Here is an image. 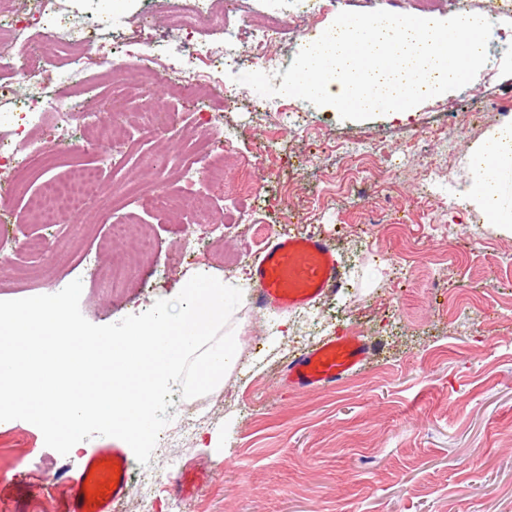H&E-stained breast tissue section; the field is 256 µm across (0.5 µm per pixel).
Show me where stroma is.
<instances>
[{"mask_svg":"<svg viewBox=\"0 0 512 512\" xmlns=\"http://www.w3.org/2000/svg\"><path fill=\"white\" fill-rule=\"evenodd\" d=\"M167 0H98L103 23L82 71L45 89L108 113L145 106L174 114L172 124H133L117 134L123 152L93 128L54 135L58 117L43 106L38 129L11 136L20 152L44 144L37 171H10L0 198V300L54 294L81 280L80 310L96 325L118 322L174 298L196 274L242 289L230 327L240 357L223 387L202 396L191 434L170 422L149 465L159 483L142 482L124 441L96 436L67 456L33 440L29 422L0 431V512H70L72 489L94 468L111 467L113 449L128 464L123 512H512V233L484 221L476 205L448 210V195L467 186L473 150L512 124V57L486 64L469 94L452 91L419 104L407 120L380 115L345 121L304 103L297 131L258 124L256 92L242 87L233 111L211 117V100H187L169 83L145 86L141 58L130 79L112 82L104 53L155 13L144 38L151 57L177 54L193 34L171 33ZM482 113L471 125L449 111ZM368 140L381 158L358 171L336 151ZM447 141L453 159L438 157ZM202 164L224 155V173L185 193L176 169L158 173L149 158ZM436 157L437 185L423 196L418 156ZM94 167L103 195L91 213L36 224L28 200L45 181L65 182ZM395 169L393 178L380 175ZM181 199L159 208L158 194ZM252 223L232 218L241 204ZM129 222L125 237L113 222ZM302 233L335 251L339 285L292 311L256 312L252 269L268 239ZM150 250H142V238ZM408 262L410 272L399 269ZM355 334L371 346L365 365L331 389H289L282 371L295 355L328 337ZM205 470L191 494L171 485L186 469Z\"/></svg>","mask_w":512,"mask_h":512,"instance_id":"obj_1","label":"stroma"}]
</instances>
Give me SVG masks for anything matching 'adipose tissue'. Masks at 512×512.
I'll return each instance as SVG.
<instances>
[{"mask_svg": "<svg viewBox=\"0 0 512 512\" xmlns=\"http://www.w3.org/2000/svg\"><path fill=\"white\" fill-rule=\"evenodd\" d=\"M484 180L471 184L466 198L490 214L491 221L512 231V125L498 128L472 159Z\"/></svg>", "mask_w": 512, "mask_h": 512, "instance_id": "obj_1", "label": "adipose tissue"}]
</instances>
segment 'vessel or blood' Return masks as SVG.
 <instances>
[{"label":"vessel or blood","instance_id":"vessel-or-blood-1","mask_svg":"<svg viewBox=\"0 0 512 512\" xmlns=\"http://www.w3.org/2000/svg\"><path fill=\"white\" fill-rule=\"evenodd\" d=\"M252 305L257 311L288 310L309 304L336 287L338 270L331 247L311 235L280 234L263 249L254 271ZM369 344L357 335L325 339L316 348L291 359L284 369L286 383L300 390L332 387L367 359ZM103 503L99 512H120L125 481L108 488L98 479Z\"/></svg>","mask_w":512,"mask_h":512}]
</instances>
